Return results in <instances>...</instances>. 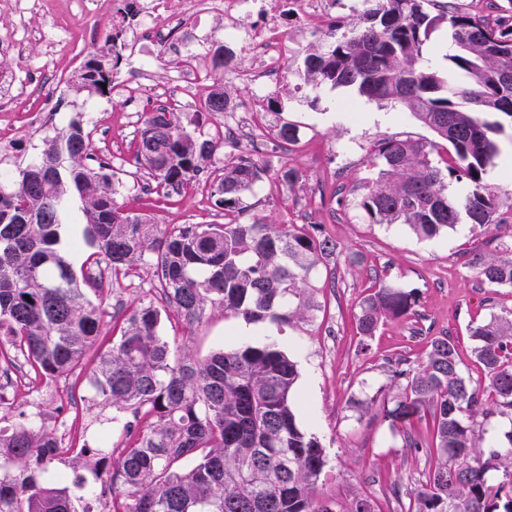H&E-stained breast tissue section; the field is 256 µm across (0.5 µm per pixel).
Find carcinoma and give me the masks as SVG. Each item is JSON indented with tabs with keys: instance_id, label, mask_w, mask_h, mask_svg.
Here are the masks:
<instances>
[{
	"instance_id": "carcinoma-1",
	"label": "carcinoma",
	"mask_w": 512,
	"mask_h": 512,
	"mask_svg": "<svg viewBox=\"0 0 512 512\" xmlns=\"http://www.w3.org/2000/svg\"><path fill=\"white\" fill-rule=\"evenodd\" d=\"M368 7L346 25L335 23L320 48L303 59L305 78L352 88L386 101L432 130L439 141L388 137L374 157L376 177L359 206L373 224H403L419 239H433L460 221L492 224L497 194L483 182L500 153L499 122L512 118V23L491 24L437 0H364ZM438 7L432 13L429 6ZM448 31L445 81L419 64L422 47L441 26ZM84 80L107 83L104 65H88ZM222 91L204 101L225 112ZM135 163L149 178L178 194L204 174L223 142L182 126L159 106L146 113ZM448 145L445 167L434 155ZM267 169L248 156L224 164L216 191L234 213L224 224H180L154 237L147 218L132 216L114 200L112 169L78 122L46 143L38 161L17 178L0 180V335L44 379L74 374L96 343L105 311L87 299L66 254L58 248L68 195L82 202L83 240L93 263L119 274L155 254L151 264L160 305L122 310L124 327L94 373L98 395L133 420L123 426L128 446L112 457V437L97 446L62 448L46 429L25 423L0 426V512H99L100 494L112 512H332L315 495L327 463L325 449L298 424L292 396L297 364L279 346L235 344L202 360L172 352L160 334V308L185 323L207 306L250 323H287L311 316L307 283L318 265L336 255V242L295 224L242 222V204ZM466 180L463 196L448 194L446 177ZM482 281L512 285V257L477 254ZM412 292L381 283L361 302L358 334L368 338L387 320L414 313ZM474 355L485 372L475 385L461 367L453 340L437 336L418 367L398 362L405 380L389 411L409 448L421 444L407 430L431 416L435 464L408 492V512H512V432L507 444L479 448L474 422L512 413V319L494 316L471 329ZM68 469H55L56 464ZM505 481L491 485L490 469Z\"/></svg>"
}]
</instances>
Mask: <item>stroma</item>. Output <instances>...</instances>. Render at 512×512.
I'll use <instances>...</instances> for the list:
<instances>
[{"mask_svg":"<svg viewBox=\"0 0 512 512\" xmlns=\"http://www.w3.org/2000/svg\"><path fill=\"white\" fill-rule=\"evenodd\" d=\"M90 3L0 0V73L9 78L8 84L0 85V128L12 133L10 147H0V164L18 172L40 156L46 141L71 122H81L92 133L95 151L112 166L118 205L151 219L159 233L178 224L224 223L216 185L225 162L247 154L264 165V182L245 198L253 215L275 224L298 225L337 244L335 258L310 277L317 311L287 325H250L210 307L190 326L170 311L161 316V331L176 354L199 359L231 342L261 345L278 339L300 373L297 420L328 455L317 495L341 505L367 496L375 512H400L394 491L409 488L418 479L426 463L424 450L433 444V423L427 416L414 422L412 431L421 447H405L386 416L400 394L392 381V364L403 359L418 366L431 339L447 335L455 342L464 372L473 381H483L471 328L491 316L512 314V286L483 283L469 264L477 251L512 256V176L502 168L503 157L512 154V135H500L502 157L485 175L486 185L500 194L495 223H461L426 241L401 224L370 223L359 201L376 175L373 156L379 141H431L435 134L400 108L305 79L302 60L328 28L312 27L298 15L296 0H287L285 22L292 53L284 77L265 92L263 125L225 137L207 164L206 176L195 186L178 195L161 187L145 193L137 186L143 173L132 160L144 115L154 102L132 103L117 87L105 94L84 87L86 61L111 50L105 38L112 32L107 24L112 7L104 5L94 14ZM201 34L210 51H224L229 58L227 66L207 80L205 94L226 92L230 110L238 111L251 96L240 76L248 62L238 45L225 43L223 17L188 18L179 39L189 44ZM203 102V96L185 103L171 97L163 100L178 112L184 127L211 137L225 126L227 117L205 111ZM280 122L296 126L294 143L277 144L274 131ZM283 166L294 168L297 180L280 181L276 172ZM83 230L81 202L70 197L62 246L73 268L85 275L82 288L88 299L108 311L118 302L135 306L157 300V282L141 263L128 276L102 286L95 266L86 261L89 249L80 243ZM389 281L414 293L415 313L386 322L374 336L362 339L355 326L359 304L373 286ZM119 330V322L105 316L100 340L86 353L81 370L56 380L57 395L38 401L34 395L39 382H12L9 408L0 413V424L49 421L56 433L74 432L75 445L94 443L103 419L112 418L114 411L91 388L89 378Z\"/></svg>","mask_w":512,"mask_h":512,"instance_id":"35a3bbf8","label":"stroma"}]
</instances>
